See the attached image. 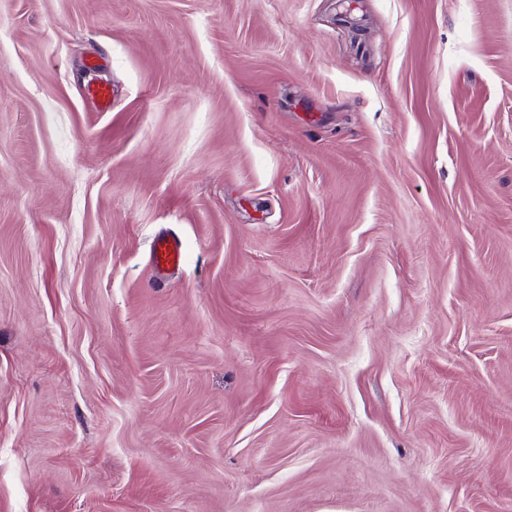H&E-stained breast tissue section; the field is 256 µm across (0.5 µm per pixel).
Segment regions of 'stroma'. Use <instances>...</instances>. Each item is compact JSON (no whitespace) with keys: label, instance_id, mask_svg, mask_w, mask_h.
Here are the masks:
<instances>
[{"label":"stroma","instance_id":"1","mask_svg":"<svg viewBox=\"0 0 512 512\" xmlns=\"http://www.w3.org/2000/svg\"><path fill=\"white\" fill-rule=\"evenodd\" d=\"M337 14L0 0V512H512V0ZM182 243L176 235L163 234L155 238L151 258L158 269L178 267L183 261Z\"/></svg>","mask_w":512,"mask_h":512}]
</instances>
